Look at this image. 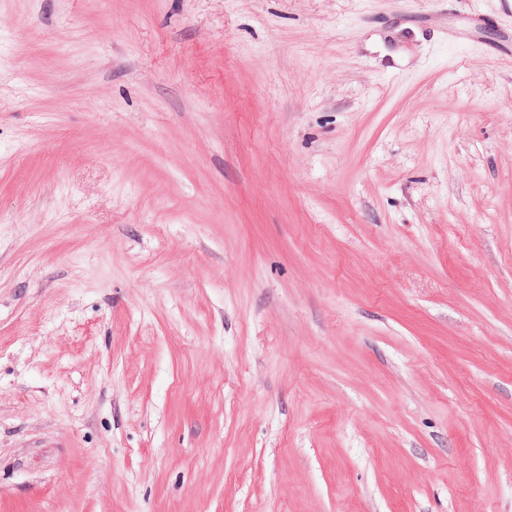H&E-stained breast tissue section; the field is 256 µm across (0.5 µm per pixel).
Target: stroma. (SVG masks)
<instances>
[{
    "instance_id": "35a3bbf8",
    "label": "stroma",
    "mask_w": 512,
    "mask_h": 512,
    "mask_svg": "<svg viewBox=\"0 0 512 512\" xmlns=\"http://www.w3.org/2000/svg\"><path fill=\"white\" fill-rule=\"evenodd\" d=\"M507 32L0 0V512H512Z\"/></svg>"
}]
</instances>
